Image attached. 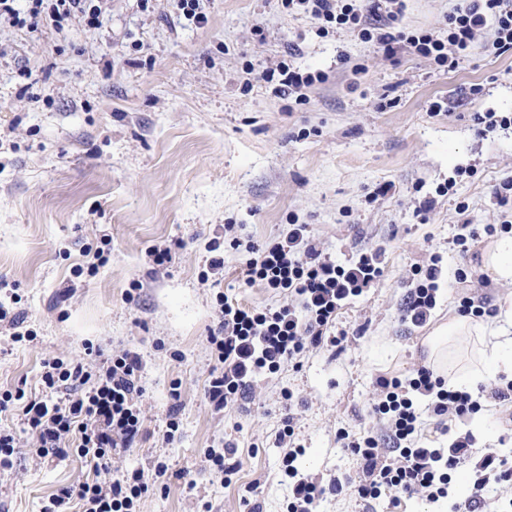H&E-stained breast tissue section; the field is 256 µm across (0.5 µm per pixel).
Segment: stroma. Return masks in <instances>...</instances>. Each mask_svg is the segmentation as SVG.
I'll return each mask as SVG.
<instances>
[{"instance_id": "1", "label": "stroma", "mask_w": 512, "mask_h": 512, "mask_svg": "<svg viewBox=\"0 0 512 512\" xmlns=\"http://www.w3.org/2000/svg\"><path fill=\"white\" fill-rule=\"evenodd\" d=\"M200 5V25L180 0H112L99 28L75 20L65 34L0 24V304L33 333L18 342L0 329V389L41 394L43 362L86 361L89 344L106 357L139 354L144 389L143 433L105 470L74 452L38 457L14 417L18 448L12 467L0 468V512H41L62 487L136 470L148 487L138 512H284L285 451L275 437L289 417L300 470L346 484L318 512H448L447 501L396 490L358 498L362 471L337 434L384 431L368 416L375 381L428 364L425 338L457 314V267L475 271V296L489 307L512 295V284L483 269L490 235L464 254L455 242L463 221L498 228L512 217L491 200L492 187L512 179V133L481 137L474 122L479 112H512V51L491 53L487 28L450 71L409 53L386 59L346 28L318 32L279 0ZM453 6L407 0L405 27L443 28ZM284 64L326 76L304 88L303 105L262 79ZM474 84L483 94L462 98ZM437 101L442 111L431 112ZM452 176L455 191L437 195ZM387 182L392 195L368 202ZM427 197L432 210L417 216ZM293 218L336 263L381 250L384 276L340 311V344L310 348L262 376L255 394L217 409L206 395L216 365L207 338L220 304L282 303L246 284L245 245L274 239ZM228 224L238 225L241 247L225 243ZM155 247L170 248V262L154 263ZM432 252L443 278L430 320L416 327L399 309L411 269ZM217 256L224 267L213 275ZM457 347L450 375L480 371L469 390L482 409L446 429L423 413L421 440L444 447L468 431L475 456L496 445L512 461L507 407L491 396L507 379L481 361L477 337ZM211 449L231 474L206 460ZM160 466L167 478H157Z\"/></svg>"}]
</instances>
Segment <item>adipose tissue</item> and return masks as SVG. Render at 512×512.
Segmentation results:
<instances>
[{
	"mask_svg": "<svg viewBox=\"0 0 512 512\" xmlns=\"http://www.w3.org/2000/svg\"><path fill=\"white\" fill-rule=\"evenodd\" d=\"M496 320L499 327L492 334L462 317L450 319L447 323L439 325L426 342L430 359L436 366H443L447 360L449 337L475 335L480 339V356L492 365L495 371L512 377V299L500 301Z\"/></svg>",
	"mask_w": 512,
	"mask_h": 512,
	"instance_id": "1",
	"label": "adipose tissue"
}]
</instances>
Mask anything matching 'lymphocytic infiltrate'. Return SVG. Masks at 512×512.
Segmentation results:
<instances>
[{
	"mask_svg": "<svg viewBox=\"0 0 512 512\" xmlns=\"http://www.w3.org/2000/svg\"><path fill=\"white\" fill-rule=\"evenodd\" d=\"M111 0H29L19 11L15 0H0V20L35 30L41 27L63 32L72 20L97 27L109 10ZM287 11H303L319 27L333 24L356 33L365 43L378 45L385 57L400 50L433 59L455 70L483 29H492L491 49L498 54L512 51V0H456L449 12L448 35L433 31L409 33L401 21L405 0H281ZM247 261L249 282L261 283L288 300L278 309L245 308L222 304L220 327L208 338L220 364L213 371L207 392L217 404H228L239 391L253 390L258 378L276 372L319 345L336 323L339 311L379 282L383 268L378 254L363 253L348 265L331 261L308 225L289 222L278 238L251 250ZM442 274L441 258L412 270L414 286L402 307V319L424 326L436 305ZM141 359L124 351L110 360L87 365H68L56 359L46 362L42 381L54 399L27 396L24 390L0 393V414L22 402L24 421L35 433L39 457L65 456L76 446L80 456L96 468H108L114 455L129 450L142 431L143 395L139 383ZM371 405L374 415L387 420L390 448L380 446L371 432L352 436L340 432L344 447L356 456L363 476L355 494L363 500L379 498L382 490L397 489L410 496L435 502L447 499L448 512H471L490 483L512 479V470L497 452L484 453L466 499L450 497L452 472L473 455L472 433L455 437L448 447L429 448L418 438V399L429 401L438 417L466 419L482 405L470 392L448 386L429 367H419L413 378L381 377L375 383ZM298 450L282 460L288 479V512H315L319 502L341 493V481L322 484L300 473ZM146 491L139 473L125 481L83 483L65 487L53 496L42 512H137V501Z\"/></svg>",
	"mask_w": 512,
	"mask_h": 512,
	"instance_id": "obj_1",
	"label": "lymphocytic infiltrate"
}]
</instances>
